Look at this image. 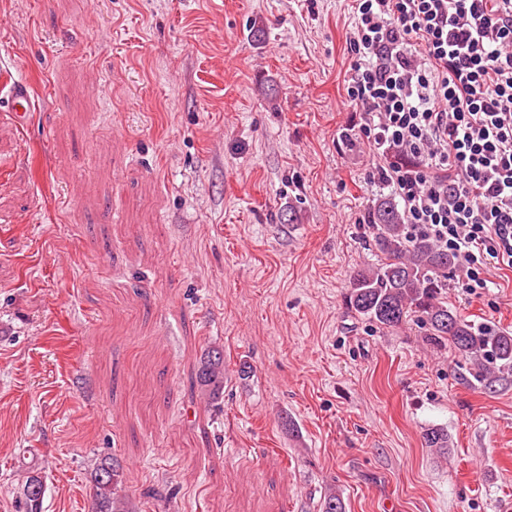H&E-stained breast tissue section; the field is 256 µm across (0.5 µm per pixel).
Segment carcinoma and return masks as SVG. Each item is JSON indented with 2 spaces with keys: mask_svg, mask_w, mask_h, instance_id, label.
<instances>
[{
  "mask_svg": "<svg viewBox=\"0 0 512 512\" xmlns=\"http://www.w3.org/2000/svg\"><path fill=\"white\" fill-rule=\"evenodd\" d=\"M369 244L381 253L377 264L356 271L349 281L347 305L379 329H394L414 316L425 331L426 342L449 347L477 367L475 377L485 384L512 373V334L492 325H476L448 308L443 293L456 259L425 235H413L397 204L383 199L368 212ZM199 388L212 401L224 393V350L211 347L195 374ZM429 448L449 447L448 433L429 428ZM123 468L114 457L96 463L91 473L94 502L91 512H128L118 494ZM42 468L30 462L16 500V512H43L46 481Z\"/></svg>",
  "mask_w": 512,
  "mask_h": 512,
  "instance_id": "obj_1",
  "label": "carcinoma"
}]
</instances>
